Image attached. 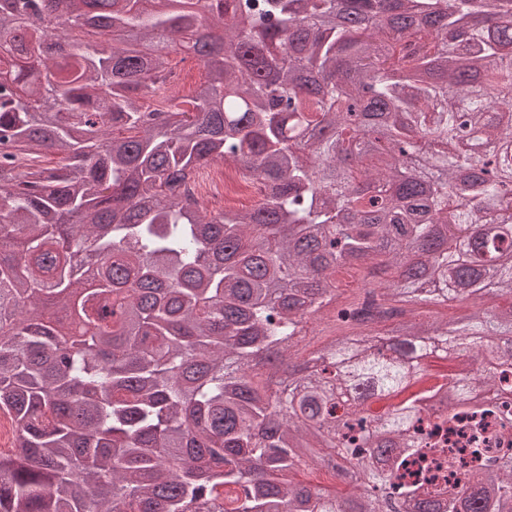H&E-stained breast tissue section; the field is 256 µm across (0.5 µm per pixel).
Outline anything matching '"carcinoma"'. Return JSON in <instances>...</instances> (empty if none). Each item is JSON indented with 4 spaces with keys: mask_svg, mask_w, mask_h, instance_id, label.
Returning a JSON list of instances; mask_svg holds the SVG:
<instances>
[{
    "mask_svg": "<svg viewBox=\"0 0 512 512\" xmlns=\"http://www.w3.org/2000/svg\"><path fill=\"white\" fill-rule=\"evenodd\" d=\"M171 2L0 0V512H512V0ZM172 43L204 80L150 110ZM215 163L262 200L205 208ZM346 268L368 327L272 389ZM431 412L461 485L401 481ZM435 421L431 418H424V420L419 424V426L422 428L424 434H428L430 436V439L435 441H443L445 443V447H439V448H447L448 444L452 448H466V440L469 432V427L471 420L463 417L460 420L456 422V425L454 428L446 430H441L434 428ZM448 441V443H447ZM447 446V447H446Z\"/></svg>",
    "mask_w": 512,
    "mask_h": 512,
    "instance_id": "1",
    "label": "carcinoma"
}]
</instances>
